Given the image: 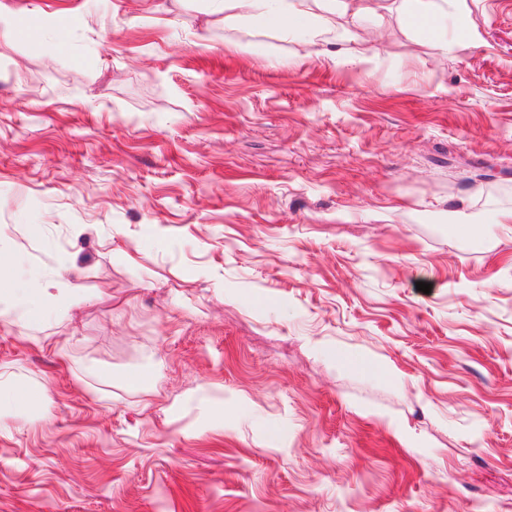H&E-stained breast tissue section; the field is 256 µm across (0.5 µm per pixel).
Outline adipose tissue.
Returning <instances> with one entry per match:
<instances>
[{"mask_svg": "<svg viewBox=\"0 0 512 512\" xmlns=\"http://www.w3.org/2000/svg\"><path fill=\"white\" fill-rule=\"evenodd\" d=\"M469 0H224V26L245 28L257 23L299 33L297 50L323 46L326 53L351 58L361 64L374 56L362 27L372 22L374 30L396 23L399 35L408 42L431 45L453 52L455 45L442 33L441 26L454 21L471 44L480 36L469 18ZM353 26L349 39L324 40L326 28L333 24ZM71 294L66 282L56 274H39L25 288L0 279V317L14 322H37L51 306L66 301Z\"/></svg>", "mask_w": 512, "mask_h": 512, "instance_id": "obj_1", "label": "adipose tissue"}]
</instances>
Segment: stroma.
I'll return each instance as SVG.
<instances>
[{
  "instance_id": "stroma-1",
  "label": "stroma",
  "mask_w": 512,
  "mask_h": 512,
  "mask_svg": "<svg viewBox=\"0 0 512 512\" xmlns=\"http://www.w3.org/2000/svg\"><path fill=\"white\" fill-rule=\"evenodd\" d=\"M0 8V246L74 290L0 320V512H512V225L440 215L512 209V0L370 69L217 0ZM445 223L465 224L473 227L475 224H487L488 213L486 209H476L464 203L451 210H444ZM0 418L4 409L18 411L28 407L36 399V394L29 388L18 387L11 376L0 373ZM2 386L6 388V395L2 392Z\"/></svg>"
}]
</instances>
